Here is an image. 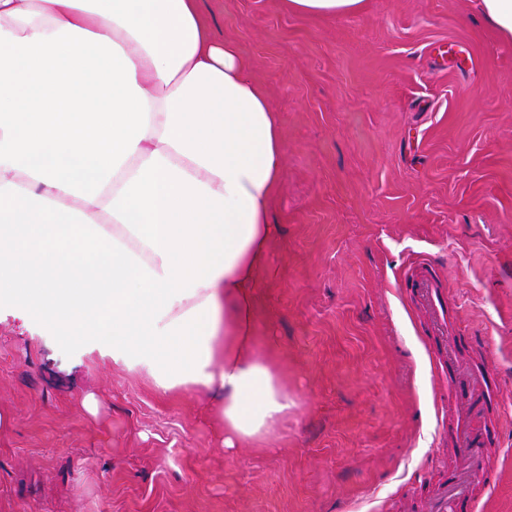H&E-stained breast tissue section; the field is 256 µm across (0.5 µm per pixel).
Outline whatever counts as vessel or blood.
Instances as JSON below:
<instances>
[{
	"mask_svg": "<svg viewBox=\"0 0 512 512\" xmlns=\"http://www.w3.org/2000/svg\"><path fill=\"white\" fill-rule=\"evenodd\" d=\"M397 286L401 296L426 318L425 338L436 356L435 370L449 395L466 400L470 411L483 412L495 394L487 388L473 389L459 369L457 352L464 338L448 331V298L439 286L434 267L426 262L418 263L414 272L399 278ZM453 438L463 457L476 467L481 464L483 450L494 440L495 434L463 422L456 426ZM474 506L470 484L457 471L442 478L423 504L425 512H472Z\"/></svg>",
	"mask_w": 512,
	"mask_h": 512,
	"instance_id": "b4317fda",
	"label": "vessel or blood"
}]
</instances>
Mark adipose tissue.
<instances>
[{"mask_svg": "<svg viewBox=\"0 0 512 512\" xmlns=\"http://www.w3.org/2000/svg\"><path fill=\"white\" fill-rule=\"evenodd\" d=\"M200 2L0 0V300L261 446L295 406L255 345L280 116Z\"/></svg>", "mask_w": 512, "mask_h": 512, "instance_id": "obj_1", "label": "adipose tissue"}]
</instances>
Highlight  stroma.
<instances>
[{"label": "stroma", "instance_id": "stroma-1", "mask_svg": "<svg viewBox=\"0 0 512 512\" xmlns=\"http://www.w3.org/2000/svg\"><path fill=\"white\" fill-rule=\"evenodd\" d=\"M279 112L285 176L257 336L296 406L264 448H228L209 398L158 394L0 302V512H411L460 464L449 404L396 281L434 264L458 363L494 369L484 452L512 512V41L477 0H366L320 19L280 0H202ZM96 407L87 410L86 396Z\"/></svg>", "mask_w": 512, "mask_h": 512}]
</instances>
